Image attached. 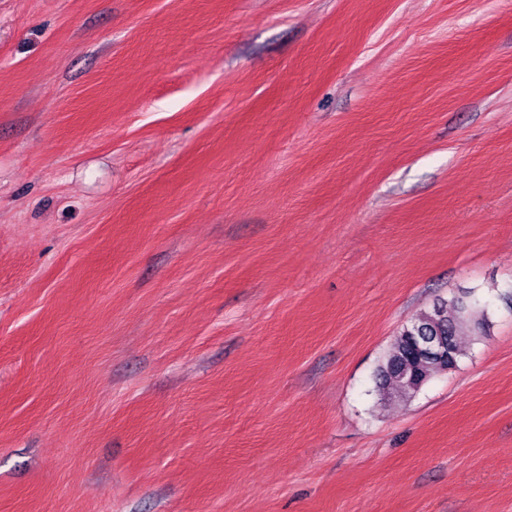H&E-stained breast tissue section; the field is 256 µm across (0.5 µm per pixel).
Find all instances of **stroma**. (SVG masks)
<instances>
[{"label":"stroma","instance_id":"35a3bbf8","mask_svg":"<svg viewBox=\"0 0 512 512\" xmlns=\"http://www.w3.org/2000/svg\"><path fill=\"white\" fill-rule=\"evenodd\" d=\"M508 291L512 0H0V512H512ZM479 305L473 291L463 290L450 299H436L430 308L403 325L393 336L379 369L380 400L391 397L410 400L444 369L449 372L457 368L472 339L487 326L482 319L473 316V309ZM412 336L442 338L448 357H439L444 348L436 346L427 349L429 355H421L418 347L423 337Z\"/></svg>","mask_w":512,"mask_h":512}]
</instances>
